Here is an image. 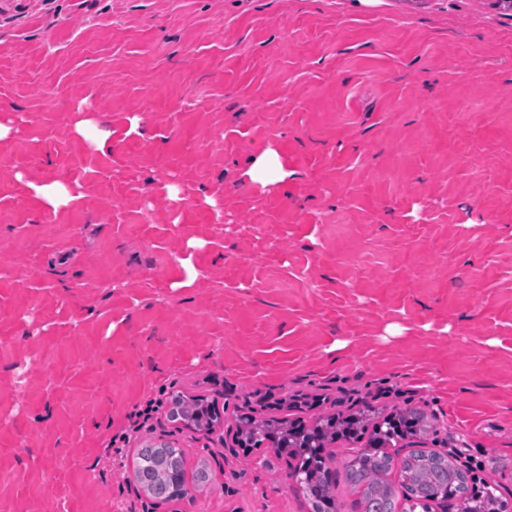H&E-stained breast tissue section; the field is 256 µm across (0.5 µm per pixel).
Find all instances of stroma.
Segmentation results:
<instances>
[{
	"mask_svg": "<svg viewBox=\"0 0 512 512\" xmlns=\"http://www.w3.org/2000/svg\"><path fill=\"white\" fill-rule=\"evenodd\" d=\"M0 123V512H312L238 416L402 409L512 501V11L0 0ZM163 442L210 480L159 506ZM246 175L252 182L266 187L285 181L288 170L277 151L269 147L253 159ZM170 405V418L172 412H177V417L187 427L197 430H211L219 423L218 415L212 411L211 407L205 405L201 398L177 393L172 395ZM184 458L180 449L167 444L147 445L138 454L135 474L144 491L161 501L187 493L178 479Z\"/></svg>",
	"mask_w": 512,
	"mask_h": 512,
	"instance_id": "1",
	"label": "stroma"
}]
</instances>
